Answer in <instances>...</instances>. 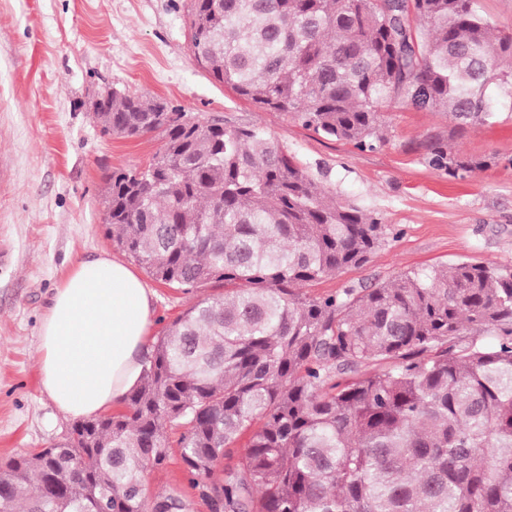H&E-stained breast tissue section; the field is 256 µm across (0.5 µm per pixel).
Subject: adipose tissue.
I'll use <instances>...</instances> for the list:
<instances>
[{"mask_svg": "<svg viewBox=\"0 0 512 512\" xmlns=\"http://www.w3.org/2000/svg\"><path fill=\"white\" fill-rule=\"evenodd\" d=\"M154 293L108 255L75 261L39 328V385L65 413L120 405L143 368Z\"/></svg>", "mask_w": 512, "mask_h": 512, "instance_id": "ef3b65f1", "label": "adipose tissue"}]
</instances>
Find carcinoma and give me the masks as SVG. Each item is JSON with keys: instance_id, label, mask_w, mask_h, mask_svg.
<instances>
[{"instance_id": "1", "label": "carcinoma", "mask_w": 512, "mask_h": 512, "mask_svg": "<svg viewBox=\"0 0 512 512\" xmlns=\"http://www.w3.org/2000/svg\"><path fill=\"white\" fill-rule=\"evenodd\" d=\"M478 2L190 0L187 27L215 81L364 151L396 99L462 125L512 112V34ZM93 117L105 135L162 138L145 169L107 179L112 243L170 288L224 292L164 329L124 411L1 465L0 512H186L144 496L169 425L210 512H512L511 270L459 262L302 296L390 228L256 127L115 88ZM430 163L472 169L442 148Z\"/></svg>"}]
</instances>
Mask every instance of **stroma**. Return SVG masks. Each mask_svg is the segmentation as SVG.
<instances>
[{"label":"stroma","mask_w":512,"mask_h":512,"mask_svg":"<svg viewBox=\"0 0 512 512\" xmlns=\"http://www.w3.org/2000/svg\"><path fill=\"white\" fill-rule=\"evenodd\" d=\"M189 0H0V464L64 442L75 418L42 393L39 326L70 265L100 252L120 257L101 205L106 178L145 165L159 136L103 134L98 92L117 88L167 101L204 121L262 128L337 201L392 230L368 263L310 283L319 297L370 288L412 270L462 261L512 269V112L459 125L444 112L395 100L380 114L372 151L321 137L291 117L259 110L196 64ZM470 161L451 177L434 147ZM156 294L148 337L203 298L149 281ZM148 497L171 495L209 512L179 455L146 474Z\"/></svg>","instance_id":"35a3bbf8"}]
</instances>
